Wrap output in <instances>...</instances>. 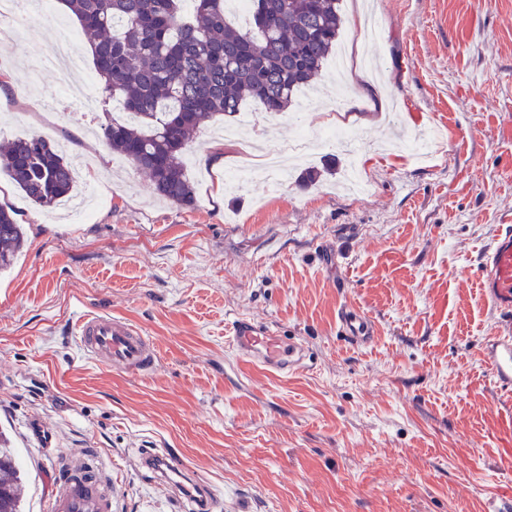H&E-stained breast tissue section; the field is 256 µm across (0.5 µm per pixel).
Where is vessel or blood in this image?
Here are the masks:
<instances>
[{"label": "vessel or blood", "mask_w": 512, "mask_h": 512, "mask_svg": "<svg viewBox=\"0 0 512 512\" xmlns=\"http://www.w3.org/2000/svg\"><path fill=\"white\" fill-rule=\"evenodd\" d=\"M485 300L498 312L512 314V226L503 225L485 250L480 270ZM342 333L355 342H370L364 320L348 310L339 312ZM74 334L89 359L106 367L145 376L159 361L156 343L130 320L105 312L86 311L77 319ZM229 341L240 358L285 375L302 368L304 349L286 342L266 327L248 318L233 321ZM502 389L512 388V335L493 337L481 352ZM108 502L92 484L75 481L58 488L49 499V512H107Z\"/></svg>", "instance_id": "vessel-or-blood-1"}]
</instances>
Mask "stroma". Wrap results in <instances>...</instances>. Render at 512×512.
<instances>
[{
    "label": "stroma",
    "instance_id": "35a3bbf8",
    "mask_svg": "<svg viewBox=\"0 0 512 512\" xmlns=\"http://www.w3.org/2000/svg\"><path fill=\"white\" fill-rule=\"evenodd\" d=\"M346 92L323 71L313 103L279 117L246 102L197 133L186 155L193 206L156 197L99 136L36 51L51 22L75 30L61 0L32 13L0 53V138L61 140L85 162L90 220L32 205L0 174V203L26 230L0 272V428L28 477L24 512H43L57 479L96 474L112 512H190L142 465L179 455L221 512H512V396L480 356L512 327L479 288L482 255L512 225V0H340ZM354 130L371 187H344L348 156L316 150L315 185L296 167L270 187L248 143L300 130ZM221 150L224 163L201 158ZM365 314L372 342L340 334L337 312ZM140 325L160 348L136 376L86 360L70 332L80 311ZM247 316L301 342L304 369L275 377L228 346Z\"/></svg>",
    "mask_w": 512,
    "mask_h": 512
}]
</instances>
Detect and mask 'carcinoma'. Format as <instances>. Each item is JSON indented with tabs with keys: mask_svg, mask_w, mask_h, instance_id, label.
<instances>
[{
	"mask_svg": "<svg viewBox=\"0 0 512 512\" xmlns=\"http://www.w3.org/2000/svg\"><path fill=\"white\" fill-rule=\"evenodd\" d=\"M90 36L106 102L135 114L100 125L112 150L145 173L157 195L194 205L185 154L190 139L218 115L235 114L249 98L274 114L316 79L342 24L339 0H251L246 31L226 20L224 0H64ZM0 172L31 203L51 208L73 188L69 159L49 139L28 135L0 143ZM24 241L15 213L0 205V269ZM20 470L0 447V512H21Z\"/></svg>",
	"mask_w": 512,
	"mask_h": 512,
	"instance_id": "carcinoma-1",
	"label": "carcinoma"
}]
</instances>
